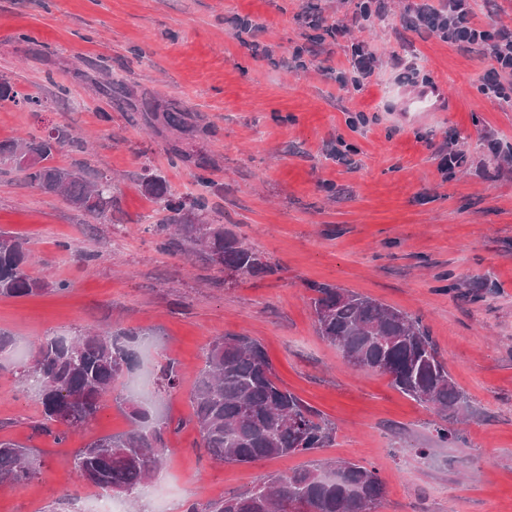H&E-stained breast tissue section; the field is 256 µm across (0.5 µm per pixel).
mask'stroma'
<instances>
[{
	"label": "stroma",
	"mask_w": 512,
	"mask_h": 512,
	"mask_svg": "<svg viewBox=\"0 0 512 512\" xmlns=\"http://www.w3.org/2000/svg\"><path fill=\"white\" fill-rule=\"evenodd\" d=\"M359 2L0 0V76L50 104L0 102V140L68 125L89 140L91 171L118 187L111 223L91 224L0 163V230L26 239L33 276L70 284L0 299V330L14 340L0 357V437L33 448L40 464L24 487L0 485V512H93L94 488L75 477L72 455L127 430L126 417L104 406L55 443L33 434L41 405L19 374L38 338L85 328L149 332L152 348L139 352L148 391L167 358L179 361L181 388L160 399L176 420L192 413L188 393L213 338L247 334L288 389L335 423L318 459L379 472L378 512H512V75L499 77L507 97L485 92L490 52L406 29L412 0H389L383 19L368 21ZM357 42L374 51V71L362 87L339 88L321 68L350 69ZM296 51L303 67L291 65ZM432 80L459 96L458 111H409ZM119 85L161 110L187 106L189 133H155L143 113L113 101ZM174 146L188 162L171 164ZM451 150L463 161L445 177L438 165ZM198 155L213 163L221 224L274 274L231 278L158 251L139 177L149 167L175 193L196 194ZM313 281L422 319L470 400L457 441L438 438L432 410L387 376L351 369L317 335ZM198 443L189 425L169 434L167 503L242 494L310 462L221 464Z\"/></svg>",
	"instance_id": "35a3bbf8"
}]
</instances>
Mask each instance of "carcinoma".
I'll use <instances>...</instances> for the list:
<instances>
[{
    "label": "carcinoma",
    "mask_w": 512,
    "mask_h": 512,
    "mask_svg": "<svg viewBox=\"0 0 512 512\" xmlns=\"http://www.w3.org/2000/svg\"><path fill=\"white\" fill-rule=\"evenodd\" d=\"M66 145L85 153V143L69 127L56 125L43 137L0 141V162L11 164L32 187L61 196L92 223H112V179L90 174L82 159L68 166L54 164L55 154ZM140 186L161 215L151 225L160 252L197 255L230 276L273 272L235 232L209 220L217 208L207 196H176L165 177L149 168L143 169ZM29 259L25 239L0 231V298H26L48 289L30 274ZM308 289L318 336L359 369L390 377L394 388L434 410L440 438H456L458 429L452 424L469 412L470 402L438 358L422 319L333 284L313 282ZM136 336L135 330L44 336L35 342L24 369L43 407L42 420L33 425L38 433L66 439L94 421L108 400L127 415L129 430L95 438L73 455L82 480L125 495L161 470L167 434L174 431L168 419L155 416L126 389V374L138 363L132 346ZM180 380V363L168 359L158 378L160 389L170 393ZM190 400L188 424L211 458L221 463L313 454L336 438V424L281 385L264 347L245 334L213 339ZM38 474L33 449L0 438V483L22 487ZM385 495L376 470L338 461L271 477L244 494L202 508L194 503L189 512H371Z\"/></svg>",
    "instance_id": "obj_1"
}]
</instances>
